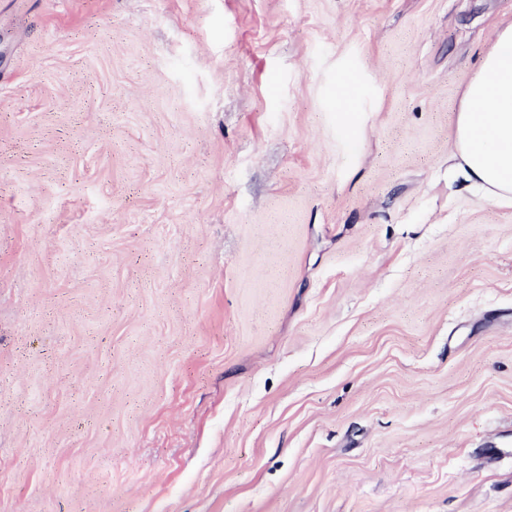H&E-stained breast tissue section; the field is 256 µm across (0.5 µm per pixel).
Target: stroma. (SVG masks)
I'll use <instances>...</instances> for the list:
<instances>
[{
    "label": "stroma",
    "instance_id": "1",
    "mask_svg": "<svg viewBox=\"0 0 512 512\" xmlns=\"http://www.w3.org/2000/svg\"><path fill=\"white\" fill-rule=\"evenodd\" d=\"M508 22L0 0V512H512V204L448 177Z\"/></svg>",
    "mask_w": 512,
    "mask_h": 512
}]
</instances>
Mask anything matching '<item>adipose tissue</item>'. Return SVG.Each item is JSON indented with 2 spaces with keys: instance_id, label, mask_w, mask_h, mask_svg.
Segmentation results:
<instances>
[{
  "instance_id": "obj_1",
  "label": "adipose tissue",
  "mask_w": 512,
  "mask_h": 512,
  "mask_svg": "<svg viewBox=\"0 0 512 512\" xmlns=\"http://www.w3.org/2000/svg\"><path fill=\"white\" fill-rule=\"evenodd\" d=\"M452 157L489 198L512 202V24L496 28L463 92Z\"/></svg>"
}]
</instances>
